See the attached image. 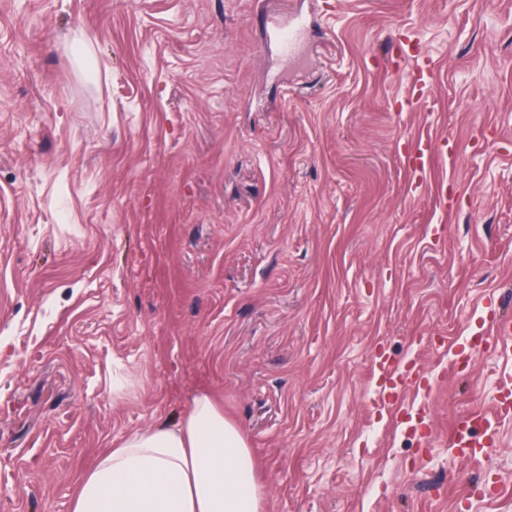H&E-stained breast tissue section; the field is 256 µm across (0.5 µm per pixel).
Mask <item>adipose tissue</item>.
I'll list each match as a JSON object with an SVG mask.
<instances>
[{"label":"adipose tissue","instance_id":"ef3b65f1","mask_svg":"<svg viewBox=\"0 0 512 512\" xmlns=\"http://www.w3.org/2000/svg\"><path fill=\"white\" fill-rule=\"evenodd\" d=\"M241 428L200 391L177 421L138 430L81 479L73 512H265Z\"/></svg>","mask_w":512,"mask_h":512}]
</instances>
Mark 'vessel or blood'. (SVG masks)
Segmentation results:
<instances>
[{
	"label": "vessel or blood",
	"mask_w": 512,
	"mask_h": 512,
	"mask_svg": "<svg viewBox=\"0 0 512 512\" xmlns=\"http://www.w3.org/2000/svg\"><path fill=\"white\" fill-rule=\"evenodd\" d=\"M480 342L494 345L501 355L512 354V320L493 319L483 328ZM512 414V374H506L493 411L476 408L455 418L448 427V443L465 457L476 459L481 449L496 447L498 443L495 418Z\"/></svg>",
	"instance_id": "vessel-or-blood-1"
}]
</instances>
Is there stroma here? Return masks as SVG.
Segmentation results:
<instances>
[{"instance_id":"obj_1","label":"stroma","mask_w":512,"mask_h":512,"mask_svg":"<svg viewBox=\"0 0 512 512\" xmlns=\"http://www.w3.org/2000/svg\"><path fill=\"white\" fill-rule=\"evenodd\" d=\"M493 301L512 0H0V512H72L203 388L266 512H512V418L476 462L446 437L512 372L453 367Z\"/></svg>"}]
</instances>
